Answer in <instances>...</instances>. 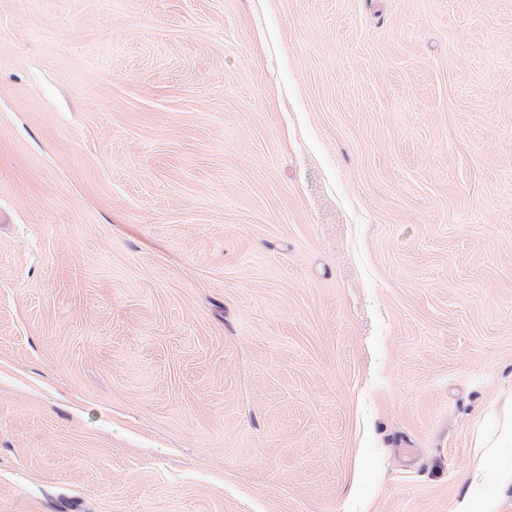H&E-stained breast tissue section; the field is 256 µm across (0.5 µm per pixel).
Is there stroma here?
<instances>
[{"mask_svg":"<svg viewBox=\"0 0 512 512\" xmlns=\"http://www.w3.org/2000/svg\"><path fill=\"white\" fill-rule=\"evenodd\" d=\"M0 512H512V0H0Z\"/></svg>","mask_w":512,"mask_h":512,"instance_id":"stroma-1","label":"stroma"}]
</instances>
